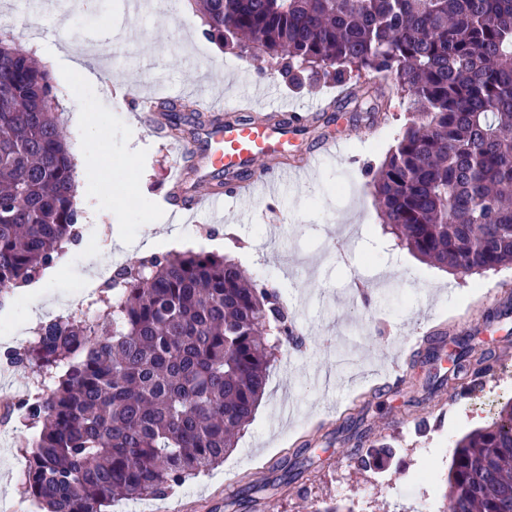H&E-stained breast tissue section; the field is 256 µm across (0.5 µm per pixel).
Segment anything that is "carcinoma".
Listing matches in <instances>:
<instances>
[{
    "label": "carcinoma",
    "instance_id": "obj_1",
    "mask_svg": "<svg viewBox=\"0 0 512 512\" xmlns=\"http://www.w3.org/2000/svg\"><path fill=\"white\" fill-rule=\"evenodd\" d=\"M204 35L254 44L288 84L325 66L343 106L377 117L392 96L418 113L370 186L382 224L421 260L464 273L512 264V0H200ZM364 73L391 84L372 96ZM51 77L0 40V292L25 286L77 239L74 163L54 119ZM184 137L220 121L193 103L155 105ZM193 113L180 128L178 112ZM94 320L60 317L7 362L54 379L19 410L40 428L26 473L45 512H106L161 498L224 461L259 405L275 351L305 338L277 293L205 252L123 265ZM448 386L465 390L498 361L457 342ZM363 467L393 456L352 434ZM452 512H512V402L460 439Z\"/></svg>",
    "mask_w": 512,
    "mask_h": 512
}]
</instances>
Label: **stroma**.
<instances>
[{"label":"stroma","instance_id":"35a3bbf8","mask_svg":"<svg viewBox=\"0 0 512 512\" xmlns=\"http://www.w3.org/2000/svg\"><path fill=\"white\" fill-rule=\"evenodd\" d=\"M18 44L29 46L31 28L44 45L70 38L98 55V83L81 75L53 77L59 102L55 115L72 152L94 156L77 170L91 191L82 214L100 216L95 241L69 247L56 263L53 287L34 282L0 302V424L12 434L0 445V512H39L26 484L28 441L18 403L47 386L29 368L6 365L3 355L18 341H32L40 325L72 312V284L85 278L121 241L125 264H133L138 237L151 231L158 253L210 251L222 243L253 279L276 289L296 323L306 329L304 349L282 348L266 380L264 397L251 424L223 464L174 487L166 500H146V512L168 503L174 512H318L338 499L355 512H397V503L421 479L426 512H446L448 470L455 445L486 426L493 412L512 400V265L483 273L452 272L420 260L382 229L370 192L369 169L379 167L412 116L395 99L389 122L369 126L365 113L342 112L331 123L308 127L284 155L295 160L322 139H338L335 159L276 199L230 198V222L197 224L170 242V223L160 203L170 189L174 140L148 134L136 115L137 101L117 96L115 75L132 76L155 97L181 100L183 92L227 98L214 114L236 111L252 100L254 111L278 103L283 111L337 98L340 86L309 76L301 89L288 87L274 68L258 74L247 55L207 39L199 10L184 0H153L133 11L128 0H98L94 9L73 0H0V15ZM136 40H125L129 30ZM76 112L96 119L97 137L77 131ZM282 225L271 235V225ZM37 322H30V314ZM438 329L443 353L467 339L474 351L493 350L499 362L470 396L459 399L439 384L451 368L447 358L425 355L424 338ZM415 336L413 348H399L397 330ZM372 429L396 455L379 483L377 469L357 465L349 454L348 419Z\"/></svg>","mask_w":512,"mask_h":512}]
</instances>
